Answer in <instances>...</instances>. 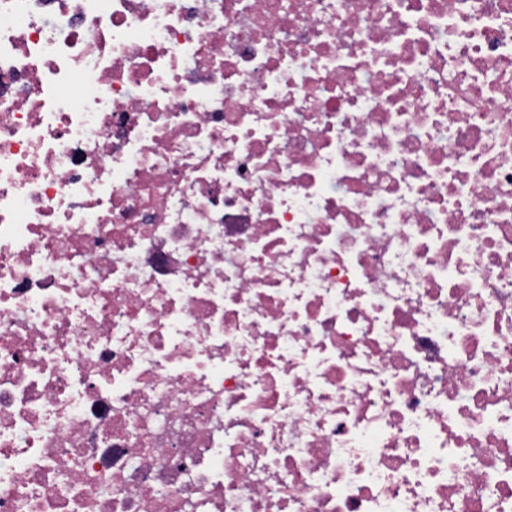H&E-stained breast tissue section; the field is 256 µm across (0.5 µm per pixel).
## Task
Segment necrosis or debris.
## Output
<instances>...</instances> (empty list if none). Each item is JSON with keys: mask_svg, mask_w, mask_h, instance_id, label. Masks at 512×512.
Returning <instances> with one entry per match:
<instances>
[{"mask_svg": "<svg viewBox=\"0 0 512 512\" xmlns=\"http://www.w3.org/2000/svg\"><path fill=\"white\" fill-rule=\"evenodd\" d=\"M0 512H512V0H0Z\"/></svg>", "mask_w": 512, "mask_h": 512, "instance_id": "1", "label": "necrosis or debris"}]
</instances>
